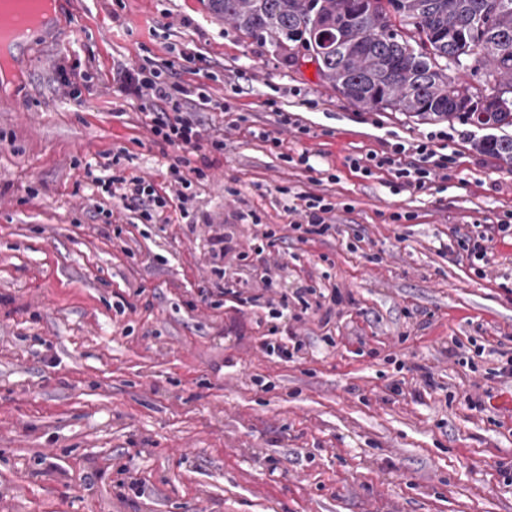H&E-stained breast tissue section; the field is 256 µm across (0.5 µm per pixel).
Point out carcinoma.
Returning a JSON list of instances; mask_svg holds the SVG:
<instances>
[{
    "label": "carcinoma",
    "instance_id": "cac0c4a2",
    "mask_svg": "<svg viewBox=\"0 0 512 512\" xmlns=\"http://www.w3.org/2000/svg\"><path fill=\"white\" fill-rule=\"evenodd\" d=\"M218 17L280 49L297 43L319 76L358 107L421 120L512 127V0H208ZM486 68L488 94L449 74ZM476 149L512 164V136Z\"/></svg>",
    "mask_w": 512,
    "mask_h": 512
}]
</instances>
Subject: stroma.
<instances>
[{
	"label": "stroma",
	"instance_id": "1",
	"mask_svg": "<svg viewBox=\"0 0 512 512\" xmlns=\"http://www.w3.org/2000/svg\"><path fill=\"white\" fill-rule=\"evenodd\" d=\"M57 26L0 101V512H512V166L485 130L355 107L205 0H63ZM167 63L224 154L147 220L96 181L116 151L161 192L198 164L118 92ZM429 135L427 193L349 168ZM476 149L481 152L497 156L503 161L512 164V136L503 134L500 136L489 135L474 143ZM300 200L305 201L301 210L295 208V211L301 216L302 221L297 224H307L304 232L307 234L324 236L329 234L333 225L329 222V213L334 209L331 203H324V198L313 195H302Z\"/></svg>",
	"mask_w": 512,
	"mask_h": 512
}]
</instances>
